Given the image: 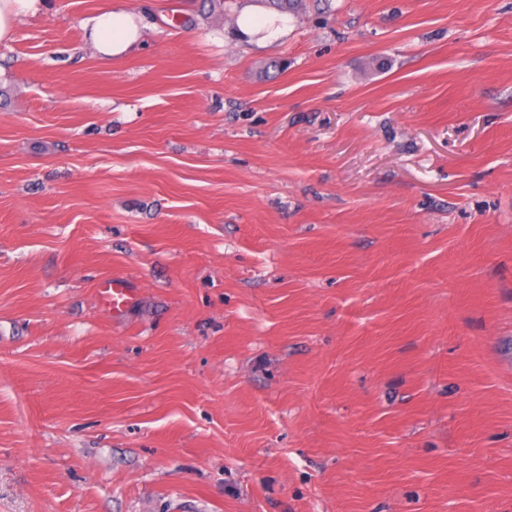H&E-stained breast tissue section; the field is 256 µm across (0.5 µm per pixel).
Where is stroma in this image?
Instances as JSON below:
<instances>
[{"mask_svg": "<svg viewBox=\"0 0 512 512\" xmlns=\"http://www.w3.org/2000/svg\"><path fill=\"white\" fill-rule=\"evenodd\" d=\"M203 2L0 44V512H512V0ZM112 7L89 20L86 36L101 60L112 62L133 53L144 43L140 19L130 11L123 0H115ZM287 18L279 14H264L258 4L247 5L239 15L236 25L237 33L243 38H252L260 31L264 32L261 40L275 41L287 28ZM98 294L101 302L112 310V316H117L133 303L136 288H132L124 278H112L100 285Z\"/></svg>", "mask_w": 512, "mask_h": 512, "instance_id": "stroma-1", "label": "stroma"}]
</instances>
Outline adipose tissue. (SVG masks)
Returning a JSON list of instances; mask_svg holds the SVG:
<instances>
[{"label":"adipose tissue","mask_w":512,"mask_h":512,"mask_svg":"<svg viewBox=\"0 0 512 512\" xmlns=\"http://www.w3.org/2000/svg\"><path fill=\"white\" fill-rule=\"evenodd\" d=\"M286 19L279 14H267L259 5H247L236 25L240 37L262 34L264 40H277L284 32ZM86 36L101 60H120L144 43L140 19L130 11L123 0H115L112 7L91 18Z\"/></svg>","instance_id":"obj_1"}]
</instances>
